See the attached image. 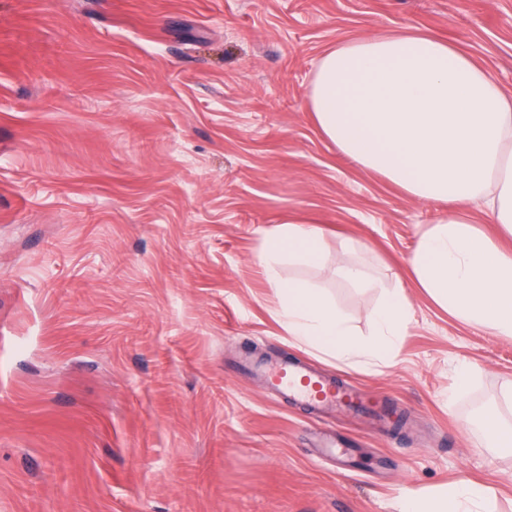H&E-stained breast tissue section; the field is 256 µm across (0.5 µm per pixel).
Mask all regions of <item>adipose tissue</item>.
<instances>
[{"mask_svg":"<svg viewBox=\"0 0 512 512\" xmlns=\"http://www.w3.org/2000/svg\"><path fill=\"white\" fill-rule=\"evenodd\" d=\"M307 108L346 159L410 197L449 204L419 234L409 260L414 281L449 314L512 337V253L468 219L479 204L512 235V95L461 48L413 29L345 41L321 58ZM324 231L291 218L265 236L264 274L292 340L345 363L386 362L410 321L403 289L385 291L373 336L357 337L322 289L284 280L283 262L322 265ZM493 490L463 480L406 494L398 512H485Z\"/></svg>","mask_w":512,"mask_h":512,"instance_id":"ef3b65f1","label":"adipose tissue"}]
</instances>
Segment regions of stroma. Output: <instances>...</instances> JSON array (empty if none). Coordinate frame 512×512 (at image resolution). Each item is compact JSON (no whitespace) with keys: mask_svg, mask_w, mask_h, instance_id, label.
I'll use <instances>...</instances> for the list:
<instances>
[{"mask_svg":"<svg viewBox=\"0 0 512 512\" xmlns=\"http://www.w3.org/2000/svg\"><path fill=\"white\" fill-rule=\"evenodd\" d=\"M404 28L512 94V0H0V512H397L465 478L512 512V451L482 423L512 338L449 315L408 264L447 205L342 158L307 110L327 51ZM291 218L320 224L325 262L283 278L360 337L404 287L389 363L281 327L259 254ZM361 256L369 288L339 274ZM281 350L390 396L403 425L331 416L361 464L337 473L319 417L238 370Z\"/></svg>","mask_w":512,"mask_h":512,"instance_id":"35a3bbf8","label":"stroma"}]
</instances>
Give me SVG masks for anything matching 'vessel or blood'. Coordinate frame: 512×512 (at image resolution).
I'll list each match as a JSON object with an SVG mask.
<instances>
[{
	"label": "vessel or blood",
	"instance_id": "obj_1",
	"mask_svg": "<svg viewBox=\"0 0 512 512\" xmlns=\"http://www.w3.org/2000/svg\"><path fill=\"white\" fill-rule=\"evenodd\" d=\"M248 366L279 399L303 404L325 416L369 406L378 425L387 423L382 397L371 395L360 384L326 374L308 361L282 354L249 361Z\"/></svg>",
	"mask_w": 512,
	"mask_h": 512
}]
</instances>
